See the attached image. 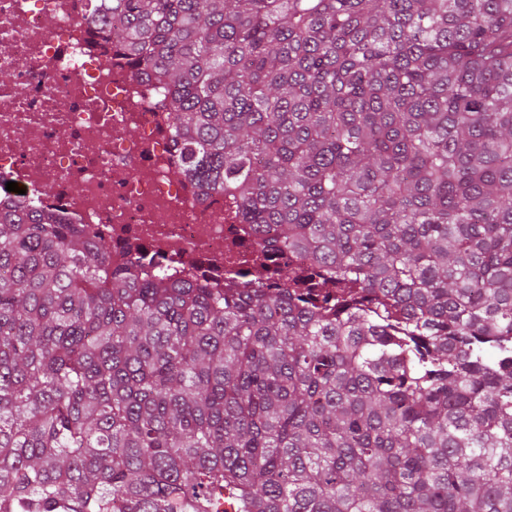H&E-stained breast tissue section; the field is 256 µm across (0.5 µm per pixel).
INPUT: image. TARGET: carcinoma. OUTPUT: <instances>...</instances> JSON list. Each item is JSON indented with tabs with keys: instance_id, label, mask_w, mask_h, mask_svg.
Wrapping results in <instances>:
<instances>
[{
	"instance_id": "1",
	"label": "carcinoma",
	"mask_w": 512,
	"mask_h": 512,
	"mask_svg": "<svg viewBox=\"0 0 512 512\" xmlns=\"http://www.w3.org/2000/svg\"><path fill=\"white\" fill-rule=\"evenodd\" d=\"M92 19L322 292L137 281L0 211V512H512V0Z\"/></svg>"
}]
</instances>
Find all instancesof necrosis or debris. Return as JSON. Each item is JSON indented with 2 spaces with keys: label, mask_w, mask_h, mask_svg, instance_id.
I'll return each instance as SVG.
<instances>
[{
  "label": "necrosis or debris",
  "mask_w": 512,
  "mask_h": 512,
  "mask_svg": "<svg viewBox=\"0 0 512 512\" xmlns=\"http://www.w3.org/2000/svg\"><path fill=\"white\" fill-rule=\"evenodd\" d=\"M91 0H0V208L50 211L112 248V263L221 288L277 280L260 230L181 170L170 112L90 20ZM19 189L7 191V182Z\"/></svg>",
  "instance_id": "4bbe7bcc"
}]
</instances>
